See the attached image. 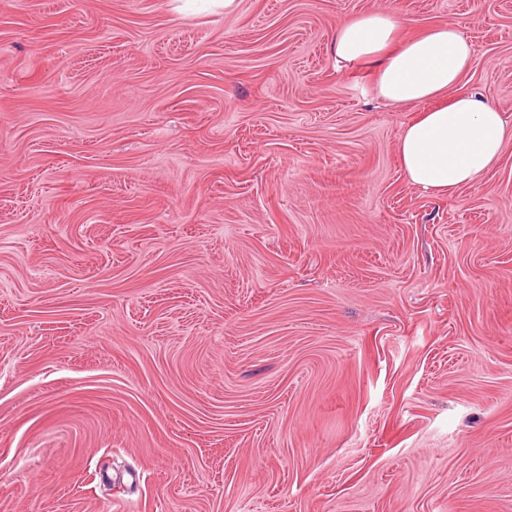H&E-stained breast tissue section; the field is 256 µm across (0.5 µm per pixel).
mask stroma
Masks as SVG:
<instances>
[{
    "label": "stroma",
    "instance_id": "35a3bbf8",
    "mask_svg": "<svg viewBox=\"0 0 512 512\" xmlns=\"http://www.w3.org/2000/svg\"><path fill=\"white\" fill-rule=\"evenodd\" d=\"M512 0H0V512H512V141L412 187L341 24Z\"/></svg>",
    "mask_w": 512,
    "mask_h": 512
}]
</instances>
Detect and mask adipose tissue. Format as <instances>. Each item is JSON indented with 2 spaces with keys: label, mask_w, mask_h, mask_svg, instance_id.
Returning <instances> with one entry per match:
<instances>
[{
  "label": "adipose tissue",
  "mask_w": 512,
  "mask_h": 512,
  "mask_svg": "<svg viewBox=\"0 0 512 512\" xmlns=\"http://www.w3.org/2000/svg\"><path fill=\"white\" fill-rule=\"evenodd\" d=\"M403 25L390 10L360 15L337 28L334 52L345 65H375L378 98L420 107L419 117L403 128L398 161L409 184L445 196L493 168L512 140V124L482 95L457 93L474 53L458 26H435L400 41Z\"/></svg>",
  "instance_id": "adipose-tissue-1"
}]
</instances>
